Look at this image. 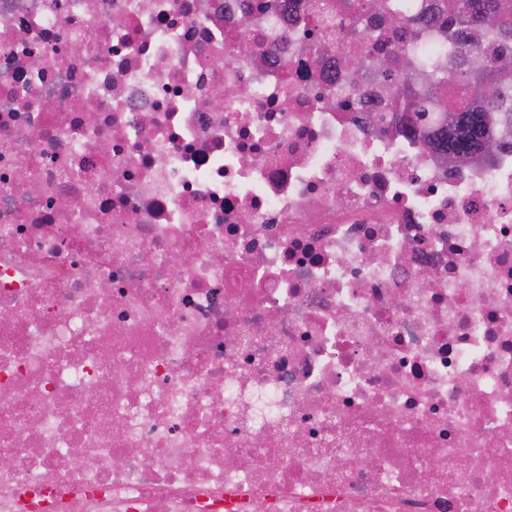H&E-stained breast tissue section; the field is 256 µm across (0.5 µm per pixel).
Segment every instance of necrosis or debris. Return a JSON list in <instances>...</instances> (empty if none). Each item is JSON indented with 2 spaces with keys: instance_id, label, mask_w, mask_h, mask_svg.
<instances>
[{
  "instance_id": "necrosis-or-debris-1",
  "label": "necrosis or debris",
  "mask_w": 512,
  "mask_h": 512,
  "mask_svg": "<svg viewBox=\"0 0 512 512\" xmlns=\"http://www.w3.org/2000/svg\"><path fill=\"white\" fill-rule=\"evenodd\" d=\"M320 2L0 0V512H512V148L338 110Z\"/></svg>"
}]
</instances>
